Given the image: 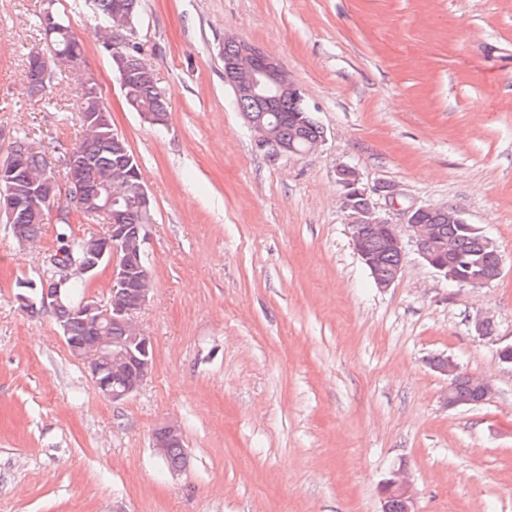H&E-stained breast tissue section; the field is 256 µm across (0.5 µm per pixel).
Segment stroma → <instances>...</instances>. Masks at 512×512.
<instances>
[{"label": "stroma", "instance_id": "obj_1", "mask_svg": "<svg viewBox=\"0 0 512 512\" xmlns=\"http://www.w3.org/2000/svg\"><path fill=\"white\" fill-rule=\"evenodd\" d=\"M56 7L83 43L112 126L153 204V292L138 323L153 368L105 399L53 313L30 314L61 233L17 240L0 220V512H382L404 470L418 512H512V0H143L142 57L167 102L156 128L126 105L89 0ZM42 0H0V159L15 130L60 162L82 138L81 80L34 22ZM280 58L326 134L269 160L224 82V39ZM51 58L33 94L28 53ZM396 203H450L498 245L499 280L448 284L416 253L388 289L355 253L336 167ZM494 319L475 335L472 319ZM444 356L494 396L449 408ZM182 427L189 462L168 469L150 435Z\"/></svg>", "mask_w": 512, "mask_h": 512}]
</instances>
